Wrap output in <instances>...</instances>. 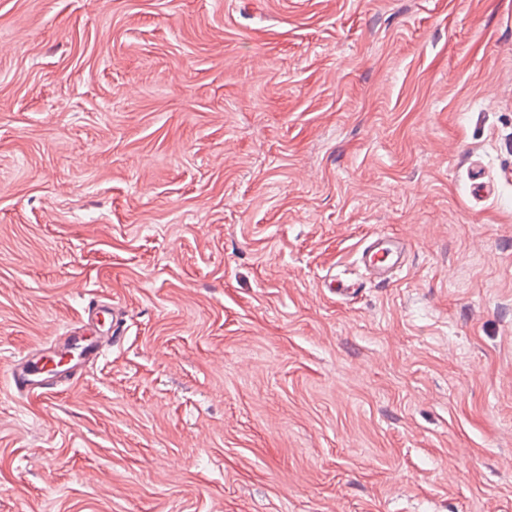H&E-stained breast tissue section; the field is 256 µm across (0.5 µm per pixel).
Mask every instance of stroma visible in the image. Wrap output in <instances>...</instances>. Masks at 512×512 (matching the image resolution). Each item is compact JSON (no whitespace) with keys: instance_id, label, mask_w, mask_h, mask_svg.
Listing matches in <instances>:
<instances>
[{"instance_id":"obj_1","label":"stroma","mask_w":512,"mask_h":512,"mask_svg":"<svg viewBox=\"0 0 512 512\" xmlns=\"http://www.w3.org/2000/svg\"><path fill=\"white\" fill-rule=\"evenodd\" d=\"M97 298L0 512H512V0H0V364ZM404 246L396 237L388 234H376L370 239L362 251V260L366 275L371 278H381L388 269L398 262Z\"/></svg>"}]
</instances>
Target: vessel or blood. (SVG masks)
Here are the masks:
<instances>
[{"label": "vessel or blood", "mask_w": 512, "mask_h": 512, "mask_svg": "<svg viewBox=\"0 0 512 512\" xmlns=\"http://www.w3.org/2000/svg\"><path fill=\"white\" fill-rule=\"evenodd\" d=\"M404 246L396 237L377 234L362 251L367 276L376 278L395 266ZM120 340V317L115 304L95 301L86 310L80 327L64 337L63 343L52 356H25L5 367L10 386L22 394H41L47 378L60 373L70 365V350H77L84 365L94 364L104 350Z\"/></svg>", "instance_id": "obj_1"}]
</instances>
